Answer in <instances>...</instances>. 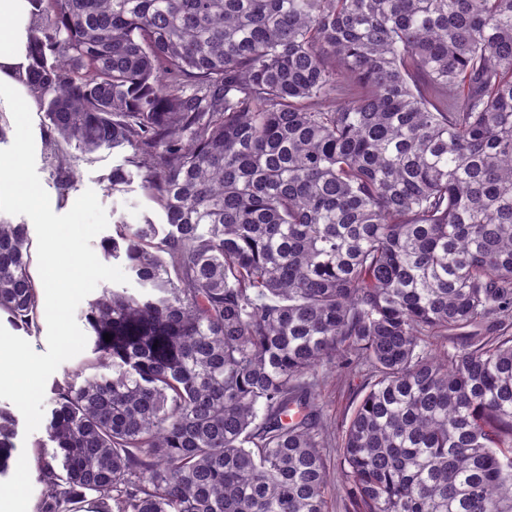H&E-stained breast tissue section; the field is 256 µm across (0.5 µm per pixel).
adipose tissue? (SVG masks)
<instances>
[{
    "label": "adipose tissue",
    "instance_id": "obj_1",
    "mask_svg": "<svg viewBox=\"0 0 512 512\" xmlns=\"http://www.w3.org/2000/svg\"><path fill=\"white\" fill-rule=\"evenodd\" d=\"M7 19V26H0V98L12 101L18 115L14 135L24 140L27 114L34 106L29 99L16 97L20 85L18 76L27 65L26 45L28 29L32 22L29 0H0V19Z\"/></svg>",
    "mask_w": 512,
    "mask_h": 512
}]
</instances>
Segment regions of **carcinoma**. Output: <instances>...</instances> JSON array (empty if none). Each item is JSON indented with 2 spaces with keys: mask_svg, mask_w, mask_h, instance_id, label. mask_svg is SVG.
<instances>
[{
  "mask_svg": "<svg viewBox=\"0 0 512 512\" xmlns=\"http://www.w3.org/2000/svg\"><path fill=\"white\" fill-rule=\"evenodd\" d=\"M31 2L60 198L69 147L120 148L166 218L104 243L144 292L89 303L105 372L53 388L36 512H333L338 362L347 512H512V0ZM39 302L0 221V314ZM365 372L353 371L352 373L342 372L336 369H319V376L323 382L317 389V402L328 421L333 427L330 430L333 448H326V456L330 471L336 472L338 479L337 458L342 430L349 422V419L363 397L365 391ZM334 433V434H333Z\"/></svg>",
  "mask_w": 512,
  "mask_h": 512,
  "instance_id": "obj_1",
  "label": "carcinoma"
}]
</instances>
